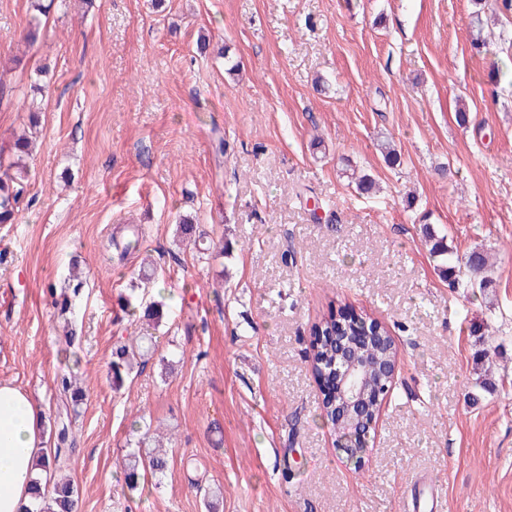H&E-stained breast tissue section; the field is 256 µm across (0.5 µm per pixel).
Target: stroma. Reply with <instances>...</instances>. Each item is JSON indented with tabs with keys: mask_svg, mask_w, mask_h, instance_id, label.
<instances>
[{
	"mask_svg": "<svg viewBox=\"0 0 512 512\" xmlns=\"http://www.w3.org/2000/svg\"><path fill=\"white\" fill-rule=\"evenodd\" d=\"M43 3L29 44L30 0H0V62L21 61L0 75V152L36 131L0 224V383L45 402L52 439L66 365L51 293L79 270L86 399L61 470L76 512H404L422 475L444 512H512V43L472 50V0ZM185 219L224 253L181 242ZM426 222L459 255H491L490 288L438 276ZM127 224L143 240L121 261L109 242ZM125 299L164 316L156 356L116 391ZM332 307L380 322L399 361L355 458L308 361ZM486 322L491 391L474 387ZM150 427L168 466L125 490L123 459Z\"/></svg>",
	"mask_w": 512,
	"mask_h": 512,
	"instance_id": "35a3bbf8",
	"label": "stroma"
}]
</instances>
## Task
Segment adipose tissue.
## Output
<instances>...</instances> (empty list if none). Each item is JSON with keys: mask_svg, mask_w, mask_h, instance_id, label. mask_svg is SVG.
Segmentation results:
<instances>
[{"mask_svg": "<svg viewBox=\"0 0 512 512\" xmlns=\"http://www.w3.org/2000/svg\"><path fill=\"white\" fill-rule=\"evenodd\" d=\"M43 408L28 393L0 384V512H23L40 473Z\"/></svg>", "mask_w": 512, "mask_h": 512, "instance_id": "ef3b65f1", "label": "adipose tissue"}]
</instances>
